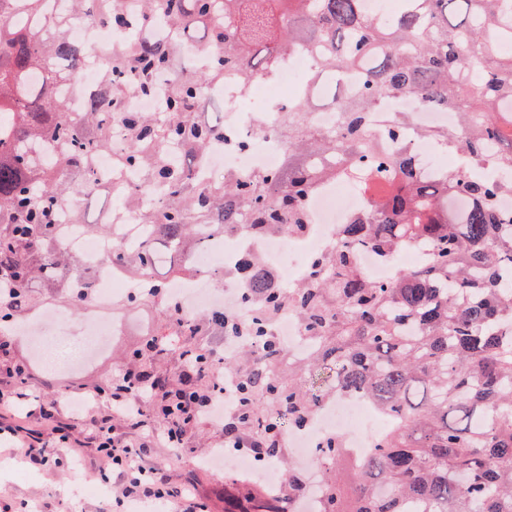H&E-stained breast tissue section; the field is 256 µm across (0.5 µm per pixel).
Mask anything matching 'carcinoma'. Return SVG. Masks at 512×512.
<instances>
[{
	"instance_id": "1",
	"label": "carcinoma",
	"mask_w": 512,
	"mask_h": 512,
	"mask_svg": "<svg viewBox=\"0 0 512 512\" xmlns=\"http://www.w3.org/2000/svg\"><path fill=\"white\" fill-rule=\"evenodd\" d=\"M64 2L70 8L0 0V283L14 290L0 315H21L34 288H59L68 303L92 293L94 273L61 246L59 226L64 216L83 223L65 196L95 191L91 157L115 129L127 142L119 169L150 194L120 201L146 233L112 262L153 287L131 302L163 304L160 270L211 236L300 230L326 178H383L389 191L343 226L306 284L272 286L250 260L243 301L259 302L266 317L243 333L276 354L271 319L292 307L316 345L286 380L264 363L235 373L242 402L225 430L251 429L267 397L289 423H307L322 403L313 371L327 369L329 388L366 395L394 425L355 464L353 489L323 481L320 512H407L411 501L426 512H512V210L499 206L512 197V59L501 62L512 48V0H395L377 14L363 0H138L135 16L124 0ZM80 22L131 37L107 50L86 110L75 113L62 87L94 51L71 40ZM299 48L318 55L314 87L332 71L358 77L339 131L313 126L300 99L281 118L282 166L205 184L206 154L224 139V122L202 118L206 89L230 72L246 87ZM191 53L204 67L177 71ZM127 72L138 95L161 98L163 117L121 107ZM403 95L462 119L459 131L421 130L461 157L438 181L419 175L407 146L388 151L386 140L404 138L402 121L378 139L366 128L367 113ZM457 194L469 200L464 213L448 208ZM359 245L388 259L425 245L430 261L372 281L357 268ZM320 455L339 463L347 452L335 437ZM224 512L293 510L252 494Z\"/></svg>"
}]
</instances>
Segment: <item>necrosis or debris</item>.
Returning a JSON list of instances; mask_svg holds the SVG:
<instances>
[{"mask_svg": "<svg viewBox=\"0 0 512 512\" xmlns=\"http://www.w3.org/2000/svg\"><path fill=\"white\" fill-rule=\"evenodd\" d=\"M314 66L311 53L298 50L289 55L284 66L272 78L255 85L250 92H242L236 81L225 79L214 88L224 99V140L213 146L207 155L203 172L206 181L223 178L225 173L252 172L280 167L285 150L274 134H258L259 121L274 123L277 109L297 94L301 79ZM408 114L405 143L425 178L436 179L444 172L437 162V149L430 141L417 135L418 128L456 123L450 113L437 112L419 105L413 96L398 102ZM250 142L249 150L238 147L239 142ZM382 181L367 178H347L342 182L325 184L309 201V222L302 233L288 237L268 236L252 230L234 238L212 240L203 259H192L193 273L171 280L170 298L178 303L182 319L221 307L224 301L240 295L246 281L241 271L252 257H260L263 267L275 284L288 281L299 283L310 279L314 259L334 247L340 225L348 223L352 215L379 194ZM65 248L77 255L84 267L95 274V290L88 305L86 340L73 347L67 362L86 361L102 354L119 332L110 314L121 297L138 293L144 282L125 277L112 264V239L108 236L90 237L81 226H68L64 233ZM382 414L368 401L358 396L340 395L335 401L324 403L313 414L310 422L288 432L302 467L308 474V493L304 496V512H319L320 473L313 467L316 450L330 436L339 437L349 455L364 459L379 434Z\"/></svg>", "mask_w": 512, "mask_h": 512, "instance_id": "1", "label": "necrosis or debris"}]
</instances>
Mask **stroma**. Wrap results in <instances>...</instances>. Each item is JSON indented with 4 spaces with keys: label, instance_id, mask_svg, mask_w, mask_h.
<instances>
[{
    "label": "stroma",
    "instance_id": "1",
    "mask_svg": "<svg viewBox=\"0 0 512 512\" xmlns=\"http://www.w3.org/2000/svg\"><path fill=\"white\" fill-rule=\"evenodd\" d=\"M144 322L143 327H131L113 337L106 355L96 357L86 366L69 371L49 369L39 361L40 346H54L59 338L80 343L84 326L82 307L71 308L74 326L66 333L48 328L40 341L34 342L20 336L12 339L7 351H0V387L8 385L10 372L15 366L31 367L29 383L32 395L22 400L8 413V420L19 429L16 439L0 440V508L8 512H24L31 501H40L44 512H110L111 494H98L101 483L95 464L94 448H86L82 459L69 458L63 449L45 445L43 452L48 458L46 465L25 462L11 450L13 442H24L35 423L28 411L36 401L56 400L64 417H71L69 402L82 398L90 404L96 415L111 416L112 402L105 390L118 370L134 367L133 353L141 347L147 336L163 334L175 338L173 349L154 357L148 371L166 377L171 389L181 386L186 371L179 355L180 349L202 347L214 354L224 349V331L214 323L204 321L194 336L174 335L169 319L162 317L156 306L136 304L132 307ZM223 428L212 425L208 419H200L190 425L183 434V450L172 448H148L145 459L151 464L165 466L173 483H191L195 492L206 501L211 512H224V498L247 490H254L255 478L240 472L225 476L205 468L204 462L216 442L224 439Z\"/></svg>",
    "mask_w": 512,
    "mask_h": 512
}]
</instances>
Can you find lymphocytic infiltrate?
Here are the masks:
<instances>
[{"label": "lymphocytic infiltrate", "instance_id": "lymphocytic-infiltrate-1", "mask_svg": "<svg viewBox=\"0 0 512 512\" xmlns=\"http://www.w3.org/2000/svg\"><path fill=\"white\" fill-rule=\"evenodd\" d=\"M203 374L209 381L206 394L181 397L165 414L156 408L160 393L156 387L144 385L135 369L123 370L113 381L112 407L125 417L132 432L118 434L104 419L93 425L88 440L94 445L103 469L115 472L118 477L112 503L119 510L127 502L139 500L168 502L174 512H208L206 504L188 485L171 483L163 468L147 465L141 453L142 448L150 444L181 447L184 428L193 424L199 415L232 400L234 377L223 360L211 359Z\"/></svg>", "mask_w": 512, "mask_h": 512}]
</instances>
